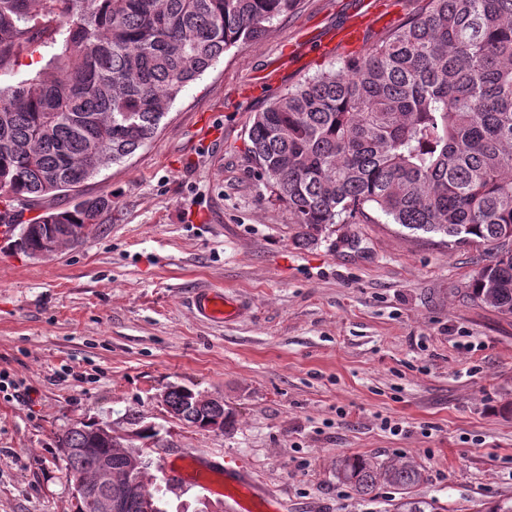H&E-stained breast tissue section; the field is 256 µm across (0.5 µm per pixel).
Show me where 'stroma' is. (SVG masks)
Returning a JSON list of instances; mask_svg holds the SVG:
<instances>
[{
  "label": "stroma",
  "mask_w": 512,
  "mask_h": 512,
  "mask_svg": "<svg viewBox=\"0 0 512 512\" xmlns=\"http://www.w3.org/2000/svg\"><path fill=\"white\" fill-rule=\"evenodd\" d=\"M360 3L300 0L188 84L131 159L55 199L111 195L82 244L37 260L0 242V512H73L56 433L131 410L166 441L149 469L164 512H226L223 495L167 484L165 464L189 453L244 467L277 512L512 499V315L468 294L481 249L447 250L377 212L303 242L249 159L255 115L351 53L327 39ZM198 288L233 296L240 317L196 319ZM173 385L222 397L227 429L171 419L155 396ZM347 455L407 457L425 480L348 497Z\"/></svg>",
  "instance_id": "stroma-1"
}]
</instances>
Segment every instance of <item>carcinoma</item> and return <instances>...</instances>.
<instances>
[{
    "label": "carcinoma",
    "mask_w": 512,
    "mask_h": 512,
    "mask_svg": "<svg viewBox=\"0 0 512 512\" xmlns=\"http://www.w3.org/2000/svg\"><path fill=\"white\" fill-rule=\"evenodd\" d=\"M298 0H0V73L37 41L46 66L0 85V195L31 206L70 190L150 142L180 92L227 50L259 38ZM248 154L311 243L377 210L448 249L482 248L477 303L512 315V0H421L365 56L306 77L255 116ZM104 195L49 207L39 224L101 223ZM181 386L168 403L204 429ZM68 481L95 485L107 462L93 424L56 436ZM63 448L79 453L65 455ZM337 477L372 495L423 480L411 461L354 456Z\"/></svg>",
    "instance_id": "1"
}]
</instances>
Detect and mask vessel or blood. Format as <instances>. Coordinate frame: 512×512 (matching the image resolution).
I'll return each instance as SVG.
<instances>
[{
  "label": "vessel or blood",
  "mask_w": 512,
  "mask_h": 512,
  "mask_svg": "<svg viewBox=\"0 0 512 512\" xmlns=\"http://www.w3.org/2000/svg\"><path fill=\"white\" fill-rule=\"evenodd\" d=\"M378 17L377 4H370L360 19L337 29L335 41L346 45L364 41L369 26ZM194 313L205 320L226 323L235 320L240 312L238 300L225 295L223 291L213 288L196 290L190 298ZM216 471L215 466L203 464L196 456H184L181 462L169 463L167 473L170 479L184 480L212 493H219L232 501L233 512H269L266 494L255 486L246 472L225 470L224 480L215 484L210 480Z\"/></svg>",
  "instance_id": "1"
}]
</instances>
